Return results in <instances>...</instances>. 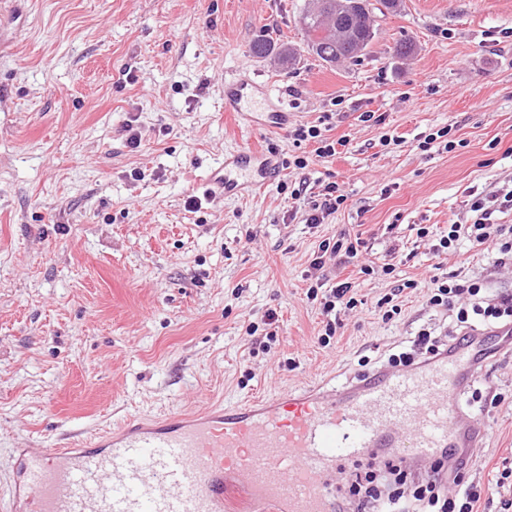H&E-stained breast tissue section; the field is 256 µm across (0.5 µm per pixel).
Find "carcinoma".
Listing matches in <instances>:
<instances>
[{
	"instance_id": "carcinoma-1",
	"label": "carcinoma",
	"mask_w": 512,
	"mask_h": 512,
	"mask_svg": "<svg viewBox=\"0 0 512 512\" xmlns=\"http://www.w3.org/2000/svg\"><path fill=\"white\" fill-rule=\"evenodd\" d=\"M299 23L307 33L308 50L326 63L355 57L374 38L368 9L345 10L338 16L333 9L314 14L308 5L302 11Z\"/></svg>"
}]
</instances>
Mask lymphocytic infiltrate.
Segmentation results:
<instances>
[{
  "instance_id": "lymphocytic-infiltrate-1",
  "label": "lymphocytic infiltrate",
  "mask_w": 512,
  "mask_h": 512,
  "mask_svg": "<svg viewBox=\"0 0 512 512\" xmlns=\"http://www.w3.org/2000/svg\"><path fill=\"white\" fill-rule=\"evenodd\" d=\"M512 209V189L491 197H475L473 223L450 224L440 231L432 246L434 255L454 253L461 245L490 246L499 267L512 266V225L497 224L494 212ZM428 303L434 308L456 312L453 332L438 336L420 329L408 350L389 354L390 366H418L432 361L457 346L465 331L482 325L497 329L512 322V292L487 293L480 281L457 273L433 275L426 283ZM468 463L466 449L449 448L430 464L397 453L391 448L368 451L364 461L349 468L336 495V512H479L496 490L505 487L512 475L501 472L495 485L464 483Z\"/></svg>"
}]
</instances>
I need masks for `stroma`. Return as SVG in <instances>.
<instances>
[{
	"instance_id": "35a3bbf8",
	"label": "stroma",
	"mask_w": 512,
	"mask_h": 512,
	"mask_svg": "<svg viewBox=\"0 0 512 512\" xmlns=\"http://www.w3.org/2000/svg\"><path fill=\"white\" fill-rule=\"evenodd\" d=\"M306 3L0 0V489L12 449L268 398L362 372L361 358L382 360L421 327L443 332L452 319L422 288L382 320L377 300L405 280L462 267L512 291L492 253L440 259L413 231L470 223L472 194L512 184V0H399L393 12L370 0L371 46L335 66L303 50ZM258 40L297 49L295 64L255 56ZM238 76L270 85L287 127L253 130L225 111ZM302 124L337 141L335 155L296 143ZM244 147L274 151L279 176L204 199L210 171ZM333 181L346 202L307 224L301 201ZM356 232L376 272L325 347L310 262L323 240ZM397 238L404 260L383 274ZM270 310L265 345L246 328ZM487 362L472 404L488 433L468 465L482 483L512 467V351Z\"/></svg>"
}]
</instances>
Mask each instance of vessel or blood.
Segmentation results:
<instances>
[{
    "instance_id": "obj_1",
    "label": "vessel or blood",
    "mask_w": 512,
    "mask_h": 512,
    "mask_svg": "<svg viewBox=\"0 0 512 512\" xmlns=\"http://www.w3.org/2000/svg\"><path fill=\"white\" fill-rule=\"evenodd\" d=\"M261 83L224 85L239 110ZM274 155L225 156L209 175L213 197L262 190ZM483 333L427 369H383L351 378L342 394L290 389L261 404L220 405L147 422L130 418L80 448H23L13 455L9 499L0 512H227L230 488L272 512H334L346 462L368 448H395L427 461L445 448H473L478 415L452 395L483 357Z\"/></svg>"
}]
</instances>
